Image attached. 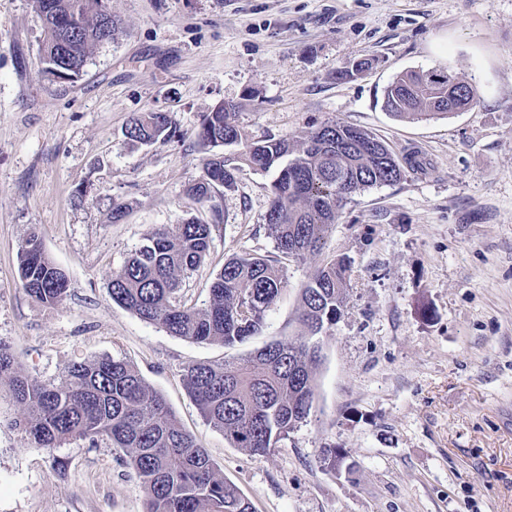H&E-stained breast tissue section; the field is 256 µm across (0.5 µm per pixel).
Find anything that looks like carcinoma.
<instances>
[{
  "label": "carcinoma",
  "mask_w": 512,
  "mask_h": 512,
  "mask_svg": "<svg viewBox=\"0 0 512 512\" xmlns=\"http://www.w3.org/2000/svg\"><path fill=\"white\" fill-rule=\"evenodd\" d=\"M44 27L39 46L41 73L62 71L77 79L90 50L114 40L119 21L104 0H33ZM475 88L449 70L407 71L384 91L383 107L399 119L447 115L461 104L448 96V83ZM235 105L221 103L205 114L198 133L202 147L237 146L231 162L222 154L206 158L200 179L189 192L200 202L222 187L232 189L246 166L274 172L266 226L278 251L302 258L318 250L337 222L343 203L354 194L401 179L404 167H419L415 157L400 163L388 146L351 125L324 124L299 144L285 139L245 138L233 120ZM123 135L133 145L167 143L176 137L168 113L143 112ZM211 225L191 219L175 229L147 234L123 268L112 276V302L172 336L232 346L255 335L266 312L287 286L277 261L258 256L232 257L210 285L203 310L176 300L183 279L204 261ZM22 288L36 301L56 305L68 290L66 274L44 252L36 235L19 249ZM351 268L333 260L319 268L301 290L298 321L302 334L217 364L185 369L184 385L203 418L224 432L236 448L264 456L308 418L314 397L318 356L310 337L336 324L346 305ZM7 383L27 416L20 422L28 441L52 450L71 440H107L121 448L140 478L146 512H254L252 503L215 467L205 449L176 421L164 398L149 389L129 364L111 357L77 362L58 382H41L19 371L9 347L0 341V384ZM321 465L351 472L355 462L335 447L318 451Z\"/></svg>",
  "instance_id": "1"
}]
</instances>
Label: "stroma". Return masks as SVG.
<instances>
[{
    "label": "stroma",
    "instance_id": "stroma-1",
    "mask_svg": "<svg viewBox=\"0 0 512 512\" xmlns=\"http://www.w3.org/2000/svg\"><path fill=\"white\" fill-rule=\"evenodd\" d=\"M117 38L82 77L40 73L33 0H0V340L22 372L61 381L108 356L166 400L255 512H512V0H107ZM369 58L371 69L339 78ZM445 68L474 85L465 112L409 121L382 107L400 72ZM236 103L250 140H303L340 122L423 168L353 195L320 251L285 261L262 329L227 347L168 334L115 305L108 283L142 238L191 218L211 226L179 298L197 310L234 255L278 258L265 215L272 174L250 169L198 203L203 116ZM168 112L175 141L128 144L137 112ZM126 213L113 221L112 209ZM38 231L69 279L47 306L22 288L18 249ZM351 263L347 301L319 342L311 414L252 456L201 416L183 381L299 335L300 292ZM0 387V512H145L122 449L32 447ZM335 446L354 473L323 469Z\"/></svg>",
    "mask_w": 512,
    "mask_h": 512
}]
</instances>
